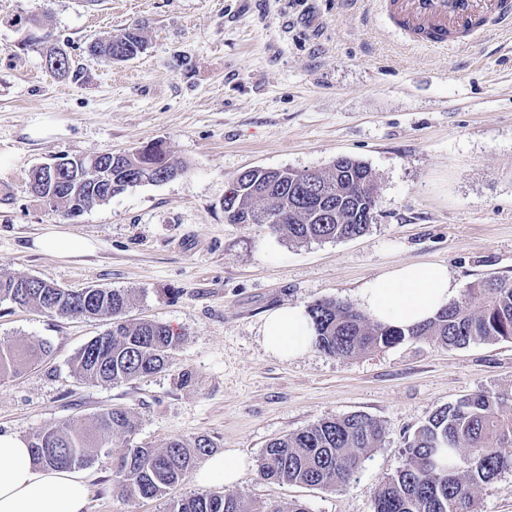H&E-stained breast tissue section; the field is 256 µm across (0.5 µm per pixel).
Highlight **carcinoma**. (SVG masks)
<instances>
[{
    "label": "carcinoma",
    "mask_w": 512,
    "mask_h": 512,
    "mask_svg": "<svg viewBox=\"0 0 512 512\" xmlns=\"http://www.w3.org/2000/svg\"><path fill=\"white\" fill-rule=\"evenodd\" d=\"M143 46L137 33L127 31L94 43L93 51L114 60L119 54L134 57ZM108 162L105 155L72 160L73 166L88 169L76 196L67 189V175L52 186L38 168L29 173L27 187L68 214L81 213L136 186L135 179L146 172L147 164L159 175L187 170L168 154L133 152L112 166V180L102 183L90 169ZM222 207L228 221L285 230L294 243L353 238L373 223L374 177L366 164L350 157L333 161L315 177L288 169L252 171L228 183ZM2 301L58 316L112 317V329L83 346L73 359L75 373L96 383L116 384L155 374L179 342L163 322L123 319L130 302L127 290L73 291L37 277H0ZM308 310L317 331L315 346L336 356L424 336L457 348L478 341L512 340V282L500 277L475 282L465 301L454 300L426 323L407 330L371 323L361 311L333 299L317 301ZM51 351L44 340L20 349L0 346V379L17 376ZM133 427L126 409L112 407L89 422L42 427L32 434L29 445L34 460L45 468L86 467L98 459L108 436L126 435ZM382 437L381 426L366 414L321 420L270 442L261 456L260 477L334 490L351 478ZM212 448L214 443L206 436L172 440L163 448L129 445L113 461L112 478L129 498L158 497L185 480ZM511 471L512 407L504 409L500 398L489 392L478 393L430 415L409 442L404 466L379 485L373 512H475L474 488ZM169 512H306V508L299 503L256 507L226 492L174 501Z\"/></svg>",
    "instance_id": "obj_1"
}]
</instances>
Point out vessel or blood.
I'll return each mask as SVG.
<instances>
[{
    "label": "vessel or blood",
    "instance_id": "b4317fda",
    "mask_svg": "<svg viewBox=\"0 0 512 512\" xmlns=\"http://www.w3.org/2000/svg\"><path fill=\"white\" fill-rule=\"evenodd\" d=\"M392 22L424 46L447 48L486 25L512 23V0H386Z\"/></svg>",
    "mask_w": 512,
    "mask_h": 512
}]
</instances>
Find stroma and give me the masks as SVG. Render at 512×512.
<instances>
[{"mask_svg": "<svg viewBox=\"0 0 512 512\" xmlns=\"http://www.w3.org/2000/svg\"><path fill=\"white\" fill-rule=\"evenodd\" d=\"M139 29L145 48L116 62L94 41ZM52 35L70 72L47 69L32 40ZM381 0H0V275L77 291L128 290L130 319L180 338L159 373L118 384L79 378L74 355L106 318L51 316L0 303V346L51 343L49 357L0 381V432L125 408L132 434L81 470L89 512H167L206 490L307 512H373V492L445 405L490 392L512 405V340L449 348L407 339L348 357L268 353L265 315L288 304H356L366 281L401 263L442 262L460 292L512 281V29L446 50L408 43ZM51 117L63 134L34 140ZM186 173L144 183L71 217L26 187L33 168L153 142ZM340 156L375 178V219L361 237L297 244L261 224H231L222 202L243 170L327 169ZM61 224L97 250L60 259L32 248ZM363 413L383 439L336 490L263 480L264 448L324 418ZM208 435L248 465L232 486L195 477L154 499L112 482L127 445L162 448Z\"/></svg>", "mask_w": 512, "mask_h": 512, "instance_id": "obj_1", "label": "stroma"}]
</instances>
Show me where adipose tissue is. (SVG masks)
Segmentation results:
<instances>
[{"label":"adipose tissue","mask_w":512,"mask_h":512,"mask_svg":"<svg viewBox=\"0 0 512 512\" xmlns=\"http://www.w3.org/2000/svg\"><path fill=\"white\" fill-rule=\"evenodd\" d=\"M35 245L62 259L96 249L93 240L60 224L49 226ZM457 293L446 264L404 263L364 282L357 300L373 320L408 329L434 317ZM315 336L314 324L302 305L280 307L264 320L265 348L282 358L307 352ZM89 497L88 483L81 474L43 468L34 461L26 439L0 433V512H88Z\"/></svg>","instance_id":"ef3b65f1"}]
</instances>
